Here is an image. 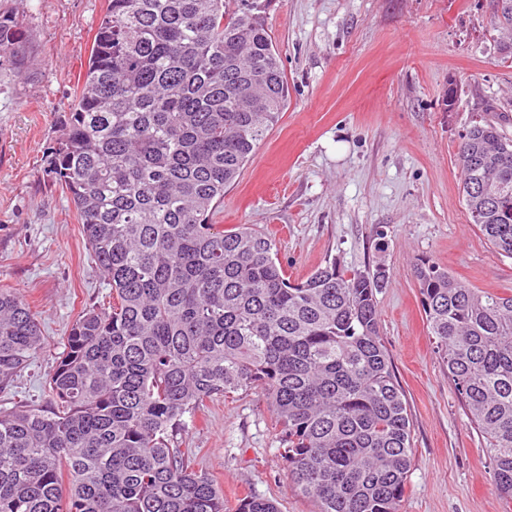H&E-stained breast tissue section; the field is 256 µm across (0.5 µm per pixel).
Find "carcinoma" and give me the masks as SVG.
Here are the masks:
<instances>
[{"label":"carcinoma","instance_id":"1","mask_svg":"<svg viewBox=\"0 0 512 512\" xmlns=\"http://www.w3.org/2000/svg\"><path fill=\"white\" fill-rule=\"evenodd\" d=\"M512 37V0H495ZM108 0L49 155L112 290L71 324L46 378L52 406L0 408V512H278L234 507L177 447L184 417L261 392L294 489L319 512H400L411 467L404 395L379 333L386 270L329 263L293 282L274 241L210 223L277 123L282 62L257 6ZM29 36L0 13L1 58ZM471 223L512 258V139L475 122L460 151ZM414 277L448 379L512 500V292L471 288L419 258ZM40 322L0 290V387L41 350Z\"/></svg>","mask_w":512,"mask_h":512}]
</instances>
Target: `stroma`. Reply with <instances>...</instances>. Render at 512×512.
I'll list each match as a JSON object with an SVG mask.
<instances>
[{"label":"stroma","mask_w":512,"mask_h":512,"mask_svg":"<svg viewBox=\"0 0 512 512\" xmlns=\"http://www.w3.org/2000/svg\"><path fill=\"white\" fill-rule=\"evenodd\" d=\"M107 0H0L31 35L23 74L0 69V289L21 295L45 337L0 407L47 402L69 328L110 288L47 159ZM288 101L211 216L269 233L290 279L318 267L384 266L380 335L407 402L412 465L401 512H512L433 342L412 276L417 258L469 287L512 290V258L471 224L458 151L487 107L512 138V51L492 0H261ZM456 84V100L448 86ZM224 492L318 512L293 490L274 418L255 391L198 410L177 437Z\"/></svg>","instance_id":"1"}]
</instances>
